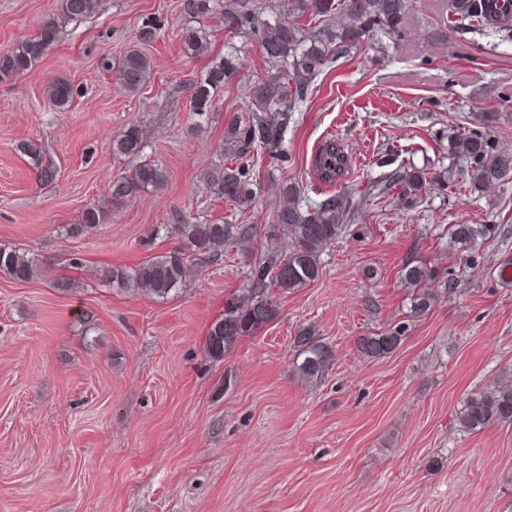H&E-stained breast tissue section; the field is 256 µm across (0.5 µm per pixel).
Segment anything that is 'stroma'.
<instances>
[{"label": "stroma", "mask_w": 512, "mask_h": 512, "mask_svg": "<svg viewBox=\"0 0 512 512\" xmlns=\"http://www.w3.org/2000/svg\"><path fill=\"white\" fill-rule=\"evenodd\" d=\"M57 4L0 0V52L35 37ZM447 4L413 0L403 38L369 37L327 65L296 105L288 165L257 156L242 208L204 176L226 163L227 121L250 106L264 63L255 38L225 31L221 15L195 19L183 0H100L35 66L0 82V247L41 268L27 283L0 273V512H512V423L471 434L456 421L467 395L512 383V179L477 190L457 174L412 209L398 188L377 189L385 155L447 171L450 127L481 110L495 116L492 139L512 146V41L457 33ZM148 22L157 34L145 42ZM197 26L208 50L190 57L182 35ZM132 47L152 66L135 93L107 68ZM231 49L238 70L196 119L192 85ZM60 77L74 88L62 109L49 92ZM132 125L167 180L114 204L112 180L135 162L112 138ZM331 136L349 156L340 186L355 190L357 220L324 249L319 277L281 297L274 321L210 358L209 325L276 245L265 226L282 181L318 200L311 162ZM30 142L56 167L53 184L38 182ZM91 206L107 208L105 223L73 233ZM183 219L251 232L221 261L191 265L164 299L101 281L102 268L183 250ZM452 224L501 235L461 251ZM409 264L434 273L430 310L395 351L362 357L357 336L404 319ZM303 329L334 351L315 385L293 372Z\"/></svg>", "instance_id": "stroma-1"}]
</instances>
